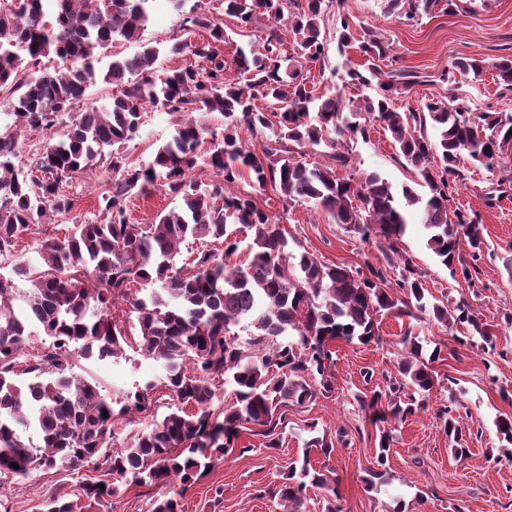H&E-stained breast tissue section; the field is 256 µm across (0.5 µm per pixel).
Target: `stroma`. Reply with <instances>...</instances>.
Here are the masks:
<instances>
[{
    "mask_svg": "<svg viewBox=\"0 0 512 512\" xmlns=\"http://www.w3.org/2000/svg\"><path fill=\"white\" fill-rule=\"evenodd\" d=\"M347 15L389 39L392 51L381 62L383 71L413 72L416 84L403 89L401 109H419L429 100L459 97L474 112L512 114V90L504 89L495 76L497 58L512 55V0H457L447 7L439 0L432 12L413 22L387 11L386 0H332L321 22L325 58L313 64L311 76L316 93L336 91L353 96L345 86L344 60L363 63L357 48L339 56L336 45L339 17ZM181 19L171 9L158 11L142 33L140 43H120L117 53L130 56L141 43L167 46L187 39ZM460 56L483 60L488 69L481 82L448 84L442 81L445 67ZM174 132L173 116L149 112L139 135L126 144L131 165L152 159ZM359 167L375 171L393 183H412L415 174L396 155L388 133L374 127L367 140L353 147ZM464 177L453 192L456 206L477 214L484 226L486 247L471 281L453 279L424 242L421 226H412L402 242L404 252L423 276L433 301L455 304L467 300L477 316L495 333L493 348L481 338H467V329L446 328L429 316L415 320L387 316L381 322V344L368 346L336 342L335 382L330 394L304 405L283 410L274 435L279 448H266L264 436L243 432L239 447L223 456L184 494L182 512H284L277 491L289 466L309 455L313 468L335 480L343 512H392L404 503L405 512H512V455H504L494 422L512 417V186L499 185L498 174L466 164ZM112 188V176L96 166L75 179L70 190L78 202L73 212L59 216L62 224L101 218L98 199ZM232 189L253 195L270 212H284L282 227L291 249L306 251L326 264L356 266L363 258L382 261L380 252L362 242L358 233L335 223L325 212L305 203L282 210L272 190L253 188L242 178ZM412 328L424 345H441L442 358L434 363L436 387L424 397L425 409L402 423L389 424L392 437L389 466L384 482L367 487L365 477L377 452L379 431L366 421L356 400L385 376L396 375L398 340ZM373 371L365 380V371ZM74 373L97 380L110 397L127 392L161 375L159 363L127 350L125 356L103 362L76 360ZM459 407L470 415L473 433L467 441L468 458L456 460L452 443L435 414L443 406ZM333 443L330 456L309 448L312 438ZM91 467L78 476L52 470H36L20 483L0 485V503L8 512H37L41 502L54 493L74 495L79 479L94 477ZM117 492L102 512H151L163 487L131 485L114 479Z\"/></svg>",
    "mask_w": 512,
    "mask_h": 512,
    "instance_id": "obj_1",
    "label": "stroma"
}]
</instances>
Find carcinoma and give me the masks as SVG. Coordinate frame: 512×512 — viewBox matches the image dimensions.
Returning a JSON list of instances; mask_svg holds the SVG:
<instances>
[{
	"instance_id": "1",
	"label": "carcinoma",
	"mask_w": 512,
	"mask_h": 512,
	"mask_svg": "<svg viewBox=\"0 0 512 512\" xmlns=\"http://www.w3.org/2000/svg\"><path fill=\"white\" fill-rule=\"evenodd\" d=\"M159 1L181 13L182 28L208 31L203 40L168 47L199 64L169 70L156 81L160 48L145 45L132 56L112 54L100 72L101 53L117 42L139 41ZM10 2L0 0V92H7L3 107L12 118L0 130V256H13L10 271L0 272V479L19 482L44 468L73 472L85 463L104 473L80 482L75 500L50 495L40 512H76L79 500L94 512L115 494L105 480L112 475L134 485L171 486L152 512H181L184 491L237 447L242 431L260 426L267 447H279L272 438L279 409L333 391V343H380L385 315L417 319L426 312L492 344L494 333L469 301L452 307L428 301L401 242L411 214L421 212L427 248L453 277L471 282L484 252V227L467 210L452 207L453 184L465 158L490 171L500 168L512 148V115L473 113L457 97L400 111L398 83L377 64L389 57L391 44L343 14L337 51L344 57L355 42L365 56L363 65L344 66L347 83L362 94H314L305 68L325 57V0H222L224 14L239 26L264 32L261 49L235 47L232 63L247 76L236 82L226 78L222 50L231 37L205 0L188 12L184 0H22L20 10ZM436 2L388 0V7L403 5L411 21L432 12ZM285 14L286 28L280 26ZM484 69L481 60L460 57L441 77L450 84L458 76L478 82ZM495 70L498 82L512 90V57L500 58ZM99 78L117 87L110 103L63 121ZM261 101L277 112L268 115ZM148 106L185 117L152 161L136 167L121 147L138 134ZM194 112L222 116L224 129L202 123ZM372 122L390 134L416 174L414 185L397 186L357 166L353 143L367 139ZM56 125L62 131L46 141L29 168L15 164L20 133ZM265 130L271 136L256 154L240 132ZM206 141L210 147L203 152ZM306 148L333 165L296 159ZM201 163L214 175L204 185L190 178ZM95 164L113 174L112 190L101 196L103 220L55 230L39 239L37 265L23 260L15 252L20 239L47 216L70 213L78 199L65 186ZM246 174L259 189L277 193L282 212L272 214L252 196L227 191ZM157 184L182 201L179 209L158 214L152 224L130 223L129 198ZM300 202L375 243L384 264L327 265L307 251H288L281 223ZM230 224L250 233L245 265L226 262L238 249ZM213 243L224 245L223 253ZM182 245L194 247L193 259L177 267ZM393 269L399 270L395 280L389 277ZM139 285L146 295L132 293ZM118 300L136 313V333L112 316ZM240 329L246 338L239 337ZM37 333L49 344L26 360L24 346ZM128 348L161 363L163 375L113 399L71 371L74 357L117 359ZM423 350L412 329L404 330L397 375L357 396L370 423H400L423 410L416 397L401 399L407 388L423 395L435 386L431 364L441 347L428 355ZM224 384L234 387L235 401L216 409L212 401ZM160 387L175 397V408L148 432L116 445L117 429L128 415L150 410ZM437 419L455 442L454 456H466L471 427L459 408L446 406ZM495 427L502 447L512 446V418H499ZM30 429L34 434L24 436ZM389 452L383 430L369 485L383 477ZM309 484L327 492L328 512H342L332 501L339 497L336 485L306 457L301 467H289L278 490L292 505L289 512H299Z\"/></svg>"
}]
</instances>
